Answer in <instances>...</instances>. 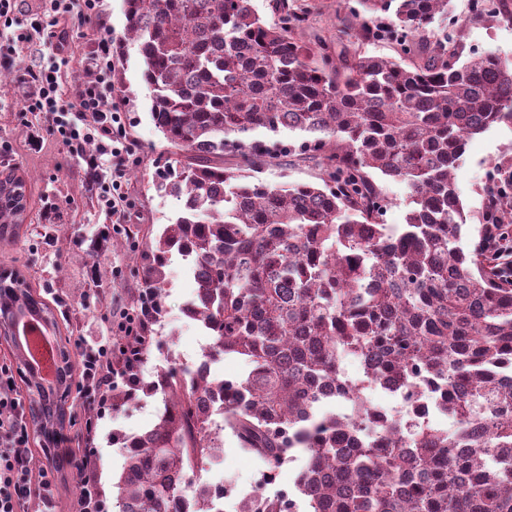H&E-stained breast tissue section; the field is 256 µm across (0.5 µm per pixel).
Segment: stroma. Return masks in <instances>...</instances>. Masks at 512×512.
Segmentation results:
<instances>
[{
	"mask_svg": "<svg viewBox=\"0 0 512 512\" xmlns=\"http://www.w3.org/2000/svg\"><path fill=\"white\" fill-rule=\"evenodd\" d=\"M288 2L310 11L305 38L317 35L338 47H351L354 19L349 9L356 0ZM475 12V0H451L449 22L468 23L462 38L465 52L491 49L511 58L512 24L477 22L473 19ZM112 63V94L124 111L132 151L126 176L127 199L117 217L101 209L94 190L84 179L82 163L68 158L61 144L48 137L41 150L27 146L28 134L45 130L46 122L33 114L20 113L14 81L0 84V170L14 168L28 178L25 220L13 237L0 241V269L24 274L45 302H53L58 296L65 300L70 318L60 321V333L70 338V352L75 357L86 346L112 347L119 336V313L131 306L127 291L141 285L142 274L136 266L128 229L148 225L161 229L180 207L179 201L158 195L150 185L155 161L169 152L170 145L152 121L150 91L141 79L136 46L128 45L125 56L113 58ZM506 155L512 156V127L507 125L492 127L468 144L456 172L460 199L468 214L464 248H473L479 240L478 228L485 221L495 164ZM46 196L59 205L56 213L48 216L42 211ZM116 220L126 225V233L114 236L107 250H94L92 241L98 229ZM92 264L98 269L99 284L95 287L86 282V270ZM168 273L171 287L165 300L164 327L150 359L140 370L146 381L169 362L194 363L211 341L181 313L193 290L184 261L172 257ZM91 401L81 384L73 385L69 397L73 418L64 433L72 439L75 458L92 453L104 512H116L112 484L122 470L124 456L112 434H135L151 427L155 422L153 400L145 398L118 412L92 406ZM89 414L94 417V427L88 433L84 423ZM257 470V459L239 449L235 438L228 434L224 437L222 468L201 471L198 478L203 483L223 480L247 491Z\"/></svg>",
	"mask_w": 512,
	"mask_h": 512,
	"instance_id": "35a3bbf8",
	"label": "stroma"
}]
</instances>
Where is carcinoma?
<instances>
[{
	"label": "carcinoma",
	"mask_w": 512,
	"mask_h": 512,
	"mask_svg": "<svg viewBox=\"0 0 512 512\" xmlns=\"http://www.w3.org/2000/svg\"><path fill=\"white\" fill-rule=\"evenodd\" d=\"M450 0H359L351 50L306 42L307 9L272 0L274 18L252 0H124L126 40L137 45L151 91V117L173 148L152 186L182 202L156 233L143 235L147 299L142 359L156 343L172 255L196 266L186 318L205 329L207 358L234 356V380L172 364L154 379L112 386V410L135 390L166 395L164 413L138 434L120 435L124 464L118 512H210L197 473L224 452V428L268 470L300 453L293 489L236 512H512V283L499 261L460 245L467 216L455 172L469 141L512 125V58L487 50L461 60L448 37ZM386 19L398 57L363 51ZM287 129L306 139L270 146L251 139ZM291 154L318 160L317 182L271 185L257 176ZM235 163L224 164V156ZM404 184L405 223L382 224L389 204L373 175ZM26 193H0V235L24 221ZM489 208L512 224V197ZM35 314L59 331L51 308L18 272L0 271V321ZM69 341L60 382L47 392L14 356L28 417L46 448L71 416ZM367 360L382 383L426 379L448 388L450 434L428 428L377 447L336 418V395L366 408L340 364Z\"/></svg>",
	"instance_id": "obj_1"
}]
</instances>
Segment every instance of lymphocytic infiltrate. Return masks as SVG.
<instances>
[{"instance_id": "f902f5d3", "label": "lymphocytic infiltrate", "mask_w": 512, "mask_h": 512, "mask_svg": "<svg viewBox=\"0 0 512 512\" xmlns=\"http://www.w3.org/2000/svg\"><path fill=\"white\" fill-rule=\"evenodd\" d=\"M99 14V0H50V13L43 18L21 22L15 0H0V29L8 38L0 43V66H12L19 52L33 37L53 43L52 62L28 66L19 76L22 109L43 114L47 134L62 144L69 157L82 161L88 182L95 185L104 209L119 212L125 194L126 159L131 152L125 138L122 111L112 101V40L102 34L83 61L87 76L64 83L65 54L63 31L73 22L89 23ZM140 312H122L118 327L127 344V357L111 372L103 365L107 348L86 349L81 359V377L98 401H106L119 377H127L138 364V325ZM32 439L25 410L17 391L10 364L0 363V512H20L32 493ZM39 512H53L55 496L50 479H42Z\"/></svg>"}]
</instances>
